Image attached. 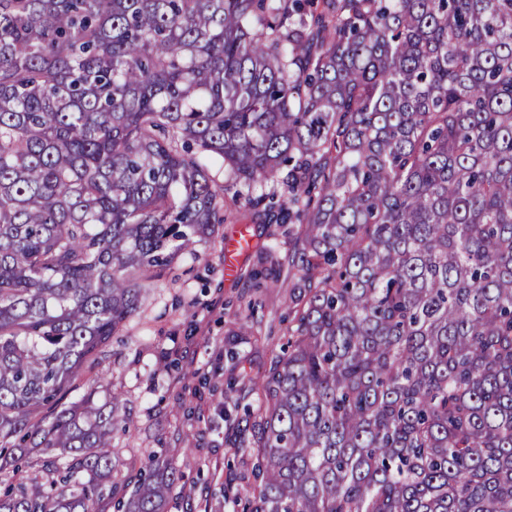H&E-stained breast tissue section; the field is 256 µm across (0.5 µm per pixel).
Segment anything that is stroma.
Listing matches in <instances>:
<instances>
[{
	"label": "stroma",
	"instance_id": "stroma-1",
	"mask_svg": "<svg viewBox=\"0 0 512 512\" xmlns=\"http://www.w3.org/2000/svg\"><path fill=\"white\" fill-rule=\"evenodd\" d=\"M239 223L250 225L262 247L229 280L224 237ZM301 235V225L281 223L277 211L238 201L233 218L155 282L105 347L97 375L78 386L96 389L103 401L117 391L126 401L134 426L113 438L121 476L135 473L153 449H177L185 483L170 512H237L235 497L248 494L252 459L238 425L244 406L258 404L251 383L287 346L288 296L299 279L269 270L272 261L287 263ZM245 322L252 326L246 333ZM230 382L245 388L238 401L224 397Z\"/></svg>",
	"mask_w": 512,
	"mask_h": 512
}]
</instances>
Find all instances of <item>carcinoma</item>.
I'll return each instance as SVG.
<instances>
[{"label":"carcinoma","mask_w":512,"mask_h":512,"mask_svg":"<svg viewBox=\"0 0 512 512\" xmlns=\"http://www.w3.org/2000/svg\"><path fill=\"white\" fill-rule=\"evenodd\" d=\"M288 189L246 512H512V0H0V512H167L116 394L152 282Z\"/></svg>","instance_id":"obj_1"}]
</instances>
